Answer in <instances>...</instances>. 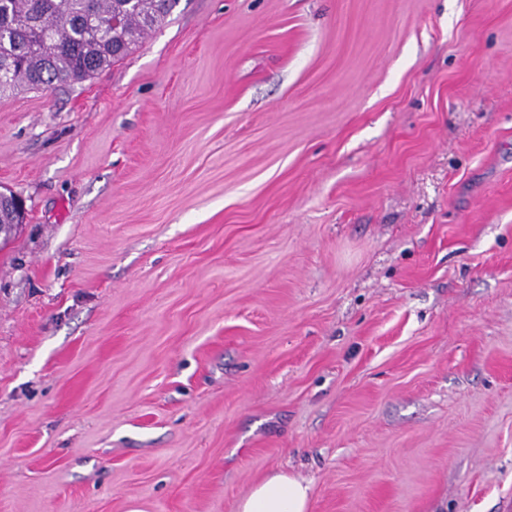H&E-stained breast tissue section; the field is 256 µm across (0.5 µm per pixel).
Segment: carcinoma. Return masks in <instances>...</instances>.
Wrapping results in <instances>:
<instances>
[{"mask_svg": "<svg viewBox=\"0 0 512 512\" xmlns=\"http://www.w3.org/2000/svg\"><path fill=\"white\" fill-rule=\"evenodd\" d=\"M171 0H0V95L82 83L121 59L168 14ZM0 196V225L20 224Z\"/></svg>", "mask_w": 512, "mask_h": 512, "instance_id": "carcinoma-1", "label": "carcinoma"}]
</instances>
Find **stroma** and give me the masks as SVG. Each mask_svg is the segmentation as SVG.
Instances as JSON below:
<instances>
[{"label":"stroma","mask_w":512,"mask_h":512,"mask_svg":"<svg viewBox=\"0 0 512 512\" xmlns=\"http://www.w3.org/2000/svg\"><path fill=\"white\" fill-rule=\"evenodd\" d=\"M9 191L0 512H512V0H176ZM311 486L284 472H273L238 503V512H309Z\"/></svg>","instance_id":"35a3bbf8"}]
</instances>
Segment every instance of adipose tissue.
<instances>
[{
  "instance_id": "adipose-tissue-1",
  "label": "adipose tissue",
  "mask_w": 512,
  "mask_h": 512,
  "mask_svg": "<svg viewBox=\"0 0 512 512\" xmlns=\"http://www.w3.org/2000/svg\"><path fill=\"white\" fill-rule=\"evenodd\" d=\"M311 486L305 481L274 472L253 486L238 503V512H309Z\"/></svg>"
}]
</instances>
